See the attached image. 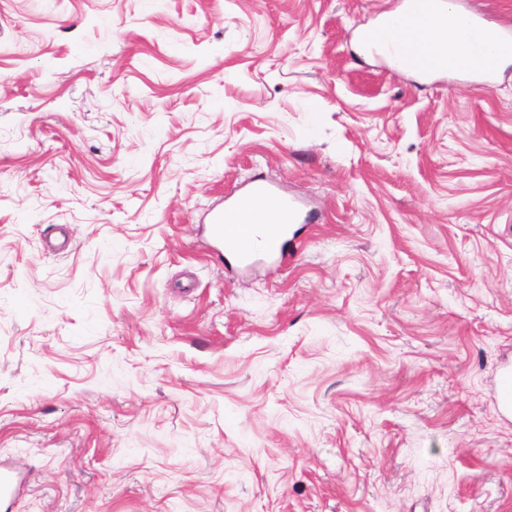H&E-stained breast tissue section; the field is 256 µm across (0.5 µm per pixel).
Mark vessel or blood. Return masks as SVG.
<instances>
[{
  "label": "vessel or blood",
  "instance_id": "vessel-or-blood-1",
  "mask_svg": "<svg viewBox=\"0 0 512 512\" xmlns=\"http://www.w3.org/2000/svg\"><path fill=\"white\" fill-rule=\"evenodd\" d=\"M467 21L474 33L490 38L502 53L512 52V37L488 27L481 13L469 14ZM244 208L251 209L252 220L233 223L234 212ZM304 220L299 200L283 195L269 181L256 178L244 190L228 197L223 209L210 215V235L233 258L248 265L262 257L287 258L288 235L293 225Z\"/></svg>",
  "mask_w": 512,
  "mask_h": 512
}]
</instances>
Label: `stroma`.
<instances>
[{
    "label": "stroma",
    "mask_w": 512,
    "mask_h": 512,
    "mask_svg": "<svg viewBox=\"0 0 512 512\" xmlns=\"http://www.w3.org/2000/svg\"><path fill=\"white\" fill-rule=\"evenodd\" d=\"M402 2L0 0L9 512H512V61L360 54ZM251 208L235 217V211ZM302 204L299 200L280 193L263 178H255L239 193L227 197L224 210L214 211L209 217L210 235L241 264L249 265L260 257L279 255L281 263L288 261V234L292 224H303Z\"/></svg>",
    "instance_id": "35a3bbf8"
}]
</instances>
